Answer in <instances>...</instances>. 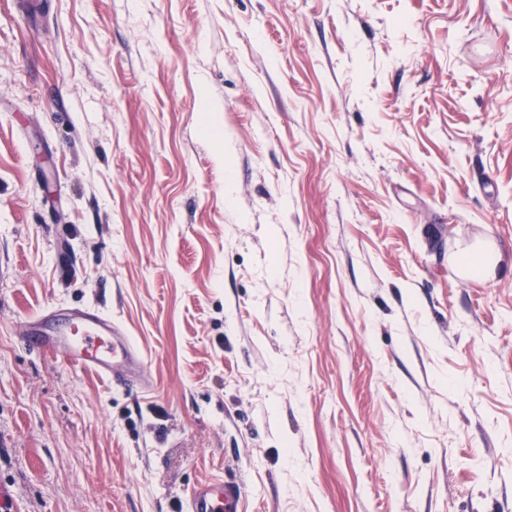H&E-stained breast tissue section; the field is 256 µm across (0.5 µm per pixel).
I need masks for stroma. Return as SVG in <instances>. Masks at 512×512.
Here are the masks:
<instances>
[{
    "instance_id": "1",
    "label": "stroma",
    "mask_w": 512,
    "mask_h": 512,
    "mask_svg": "<svg viewBox=\"0 0 512 512\" xmlns=\"http://www.w3.org/2000/svg\"><path fill=\"white\" fill-rule=\"evenodd\" d=\"M85 306L147 385L27 344ZM213 480L512 512V0H0V512Z\"/></svg>"
}]
</instances>
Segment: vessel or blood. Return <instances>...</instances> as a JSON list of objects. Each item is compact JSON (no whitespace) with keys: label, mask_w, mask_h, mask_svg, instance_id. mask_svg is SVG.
Returning a JSON list of instances; mask_svg holds the SVG:
<instances>
[{"label":"vessel or blood","mask_w":512,"mask_h":512,"mask_svg":"<svg viewBox=\"0 0 512 512\" xmlns=\"http://www.w3.org/2000/svg\"><path fill=\"white\" fill-rule=\"evenodd\" d=\"M31 344L61 354L75 368L112 384L132 386L142 377V363L130 337L111 317L91 307L37 313ZM189 512H243L241 490L233 484H204L188 500Z\"/></svg>","instance_id":"vessel-or-blood-1"}]
</instances>
